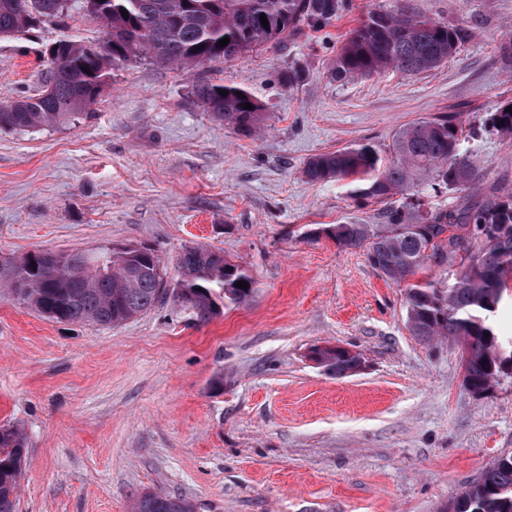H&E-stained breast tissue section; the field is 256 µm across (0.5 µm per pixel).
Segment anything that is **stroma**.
<instances>
[{
  "label": "stroma",
  "mask_w": 512,
  "mask_h": 512,
  "mask_svg": "<svg viewBox=\"0 0 512 512\" xmlns=\"http://www.w3.org/2000/svg\"><path fill=\"white\" fill-rule=\"evenodd\" d=\"M346 3L331 26L231 61L117 68L90 117L0 131L4 265L148 244L174 283L182 249L202 246L254 281L247 303L205 324L172 301L113 327L0 298V426L28 440L18 512H130L146 491L199 512H444L512 450V383L469 392L460 343L419 341L404 288L321 234L382 223L384 204L303 175L310 157L362 143L390 161L403 126L480 121L512 101V0ZM401 4L471 37L430 71L332 80L363 15ZM102 30L73 0L32 37L1 39L0 102L39 93L46 46ZM201 76L243 85L264 107L259 129L214 121L190 94ZM465 147L483 190L512 189V142L486 133ZM336 345L365 369L339 378L311 359Z\"/></svg>",
  "instance_id": "obj_1"
}]
</instances>
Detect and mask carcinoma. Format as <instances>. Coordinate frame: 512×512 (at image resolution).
Segmentation results:
<instances>
[{"label": "carcinoma", "mask_w": 512, "mask_h": 512, "mask_svg": "<svg viewBox=\"0 0 512 512\" xmlns=\"http://www.w3.org/2000/svg\"><path fill=\"white\" fill-rule=\"evenodd\" d=\"M69 0H0V39L27 35L60 18ZM102 22L104 36L86 45L61 39L60 61L49 66L40 93L0 104V131L33 130L74 122L93 105L110 71L137 59L199 67L228 61L279 43L303 28L318 30L345 8L344 0H83ZM128 12L123 16L122 12ZM266 15L264 28L260 15ZM227 37L229 43L218 46ZM470 37L463 27H448L402 6L373 10L353 29L331 66V77L372 76L388 69L406 74L432 70ZM224 90L227 95L219 94ZM192 97L218 122L252 131L262 121V105L242 85L197 81ZM249 103L252 108L245 109ZM508 103L481 124L476 135L491 131L512 140ZM463 127L454 114H442L400 128L394 135V159L388 165L375 148L359 144L311 157L304 168L313 181L359 182L355 197L386 204L383 224H332L322 230L345 248L366 250L369 264L385 281L406 288L404 309L411 333L424 342L452 337L462 342L463 383L485 393L500 384L512 351L494 333L489 317L512 289V192H493L478 205L453 211H426L416 188L475 189L480 175L460 149ZM403 197L401 203L393 197ZM468 242L466 262L440 287L414 282L429 260L426 250L454 265L457 245ZM181 279L171 287L161 259L146 246L138 254L115 249L97 254L69 253L56 264L47 252H34L11 268L0 294L12 295L56 322H94L117 326L153 309L173 295L200 323L216 314L215 298L242 304L252 296V278L220 252L189 247L180 257ZM245 281L249 288L235 283ZM316 361L343 377L356 357L339 346L319 347ZM26 438L14 425L0 427V512H17L26 460ZM449 508L453 512H512V451L500 453ZM132 512H198L187 497L146 491Z\"/></svg>", "instance_id": "1"}]
</instances>
